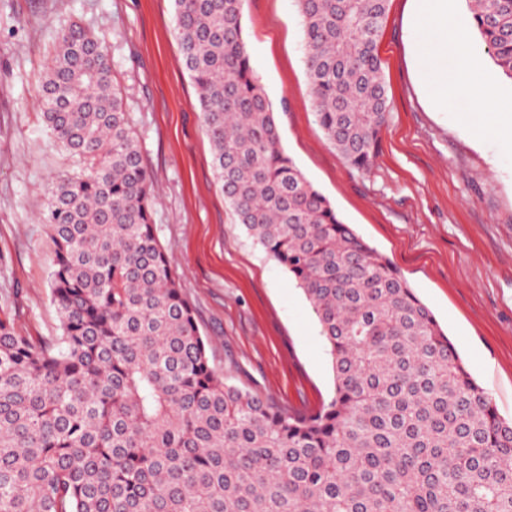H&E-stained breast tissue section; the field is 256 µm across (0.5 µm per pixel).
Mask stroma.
<instances>
[{
    "label": "stroma",
    "instance_id": "1",
    "mask_svg": "<svg viewBox=\"0 0 512 512\" xmlns=\"http://www.w3.org/2000/svg\"><path fill=\"white\" fill-rule=\"evenodd\" d=\"M416 0H389L379 37L390 118L371 172L326 140L309 95L294 0H245L247 50L281 142L346 224L386 254L455 343L499 413L512 418V80L475 31L470 79L493 86L442 109L415 59ZM80 22L109 50L113 75L154 177L156 234L213 365L231 382L306 411L334 390L317 321L288 273L236 223L219 191L194 84L180 62L173 0H0V302L17 326L53 336L51 246L40 216L52 177L73 168L47 133L38 98L60 29Z\"/></svg>",
    "mask_w": 512,
    "mask_h": 512
}]
</instances>
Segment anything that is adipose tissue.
<instances>
[{
	"mask_svg": "<svg viewBox=\"0 0 512 512\" xmlns=\"http://www.w3.org/2000/svg\"><path fill=\"white\" fill-rule=\"evenodd\" d=\"M417 14L418 66L430 98L445 107L468 92L459 77L467 21L449 18L440 0H417Z\"/></svg>",
	"mask_w": 512,
	"mask_h": 512,
	"instance_id": "ef3b65f1",
	"label": "adipose tissue"
}]
</instances>
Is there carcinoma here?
Returning a JSON list of instances; mask_svg holds the SVG:
<instances>
[{
    "label": "carcinoma",
    "instance_id": "carcinoma-1",
    "mask_svg": "<svg viewBox=\"0 0 512 512\" xmlns=\"http://www.w3.org/2000/svg\"><path fill=\"white\" fill-rule=\"evenodd\" d=\"M218 188L303 291L332 398L290 413L208 355L152 218L153 178L106 46L69 24L42 81L76 169L47 184L55 336L0 306V512H512V420L393 262L341 220L281 143L250 64L244 0H173ZM326 139L371 170L389 103L388 0H295ZM512 80V0H465Z\"/></svg>",
    "mask_w": 512,
    "mask_h": 512
}]
</instances>
